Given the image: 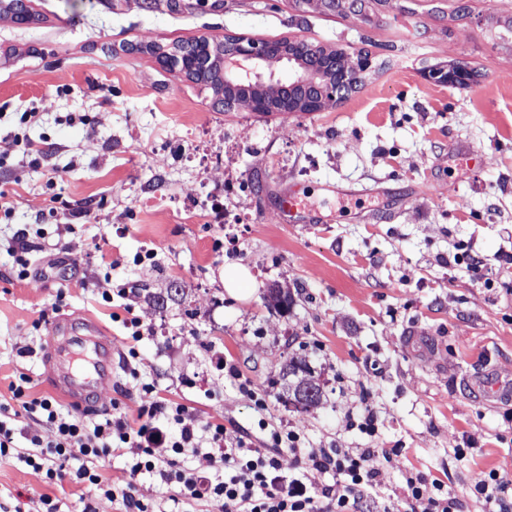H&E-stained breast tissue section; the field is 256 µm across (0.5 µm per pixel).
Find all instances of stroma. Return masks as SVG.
Instances as JSON below:
<instances>
[{"mask_svg":"<svg viewBox=\"0 0 512 512\" xmlns=\"http://www.w3.org/2000/svg\"><path fill=\"white\" fill-rule=\"evenodd\" d=\"M169 3L30 0L41 23L0 17V131L36 112L26 134L50 146L38 163L15 156L0 169L15 203L0 218V394L23 372L35 395H55L39 353L50 323L74 315L111 335L116 367L95 403L67 409L100 420L117 407L136 420L126 331L96 300L108 275L154 330L136 368L198 426L220 421L258 446L263 419L295 426L312 448L392 452L376 460L367 512H399L411 473L443 480L468 512H483L473 477L512 480V401L489 404L466 384L488 369L512 379V82L499 78L512 70V0H469L464 19L454 0H401L365 24L298 11L294 0H224L218 12ZM228 31L365 49L377 67L321 112H224L152 56L122 50ZM457 63L477 85L426 77ZM291 183L310 208L289 216L279 193ZM34 224L58 243V265L32 252L38 273L20 281L7 248ZM465 251L484 260L481 275L453 262ZM232 265L250 270V298L225 293ZM170 288L173 299L156 305ZM274 288L292 296L289 309ZM217 351L265 392L264 412L212 369ZM293 359L323 390L317 408L287 403L282 373ZM366 406L372 437L352 425ZM43 493L64 512L84 508L80 488L0 461L1 504Z\"/></svg>","mask_w":512,"mask_h":512,"instance_id":"35a3bbf8","label":"stroma"}]
</instances>
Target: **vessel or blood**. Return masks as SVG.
Segmentation results:
<instances>
[{"instance_id":"vessel-or-blood-1","label":"vessel or blood","mask_w":512,"mask_h":512,"mask_svg":"<svg viewBox=\"0 0 512 512\" xmlns=\"http://www.w3.org/2000/svg\"><path fill=\"white\" fill-rule=\"evenodd\" d=\"M112 337L91 320H55L44 356V365L57 390L83 402L112 380ZM491 401L512 397V381L486 372L469 380Z\"/></svg>"}]
</instances>
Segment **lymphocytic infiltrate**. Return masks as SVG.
I'll list each match as a JSON object with an SVG mask.
<instances>
[{
    "label": "lymphocytic infiltrate",
    "instance_id": "1",
    "mask_svg": "<svg viewBox=\"0 0 512 512\" xmlns=\"http://www.w3.org/2000/svg\"><path fill=\"white\" fill-rule=\"evenodd\" d=\"M142 403L139 426L116 410L100 422L72 414L51 396H33L30 378L19 374L0 394V460L42 472L46 484L62 481L85 487L89 494L84 512H109L122 504L125 512H182L183 500L208 504L211 512H361L364 500L376 494L379 482L374 448H310L295 429L273 428L266 447L256 448L244 439H231L217 422L199 428L182 404L161 396L156 385L139 382ZM39 415L42 428L29 432L22 414ZM291 462H283L281 449ZM130 450V478L148 473L160 483L177 485L179 498L169 506L136 498L132 488L117 489L105 483L101 462L112 454ZM205 453L210 468L199 472L181 466L188 454ZM85 463L70 471V458ZM332 473L344 483L341 495L316 488L310 472ZM488 512H512V485L496 472L480 473L471 485ZM404 494L409 512H461V498L444 483L422 474L408 476Z\"/></svg>",
    "mask_w": 512,
    "mask_h": 512
}]
</instances>
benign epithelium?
Listing matches in <instances>:
<instances>
[{
  "label": "benign epithelium",
  "instance_id": "7a95c632",
  "mask_svg": "<svg viewBox=\"0 0 512 512\" xmlns=\"http://www.w3.org/2000/svg\"><path fill=\"white\" fill-rule=\"evenodd\" d=\"M296 2L362 18L378 0ZM155 59L162 67L191 80L218 73V85L209 97L226 111L243 105L253 112L290 116L320 112L347 99L373 68L372 56L365 51L349 53L298 37L257 41L236 33H226L221 40L197 37L189 49L162 45L156 49ZM285 60L291 75L283 81L275 77L273 66ZM429 77L448 85H467L476 79L474 73L455 65L433 70Z\"/></svg>",
  "mask_w": 512,
  "mask_h": 512
}]
</instances>
